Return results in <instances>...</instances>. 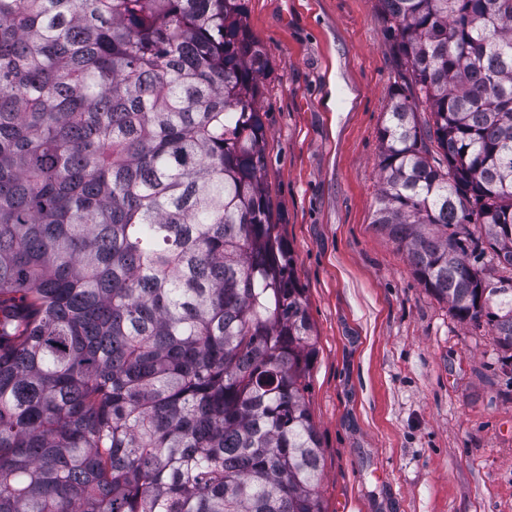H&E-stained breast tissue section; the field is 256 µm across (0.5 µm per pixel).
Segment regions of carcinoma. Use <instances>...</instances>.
Masks as SVG:
<instances>
[{
  "label": "carcinoma",
  "instance_id": "carcinoma-1",
  "mask_svg": "<svg viewBox=\"0 0 512 512\" xmlns=\"http://www.w3.org/2000/svg\"><path fill=\"white\" fill-rule=\"evenodd\" d=\"M380 4L374 224L512 351V0ZM268 66L245 0H0V512H325Z\"/></svg>",
  "mask_w": 512,
  "mask_h": 512
}]
</instances>
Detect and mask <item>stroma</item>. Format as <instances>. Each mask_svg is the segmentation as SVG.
<instances>
[{
  "mask_svg": "<svg viewBox=\"0 0 512 512\" xmlns=\"http://www.w3.org/2000/svg\"><path fill=\"white\" fill-rule=\"evenodd\" d=\"M274 219L316 352L306 404L326 512H512V361L373 224L402 83L379 0H246Z\"/></svg>",
  "mask_w": 512,
  "mask_h": 512,
  "instance_id": "obj_1",
  "label": "stroma"
}]
</instances>
